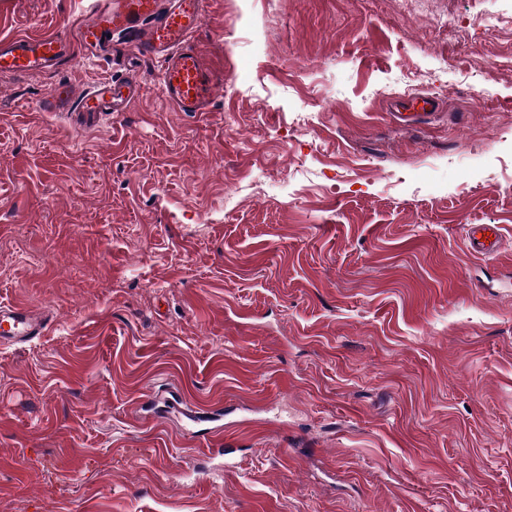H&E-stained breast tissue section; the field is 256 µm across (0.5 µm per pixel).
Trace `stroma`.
I'll use <instances>...</instances> for the list:
<instances>
[{"label":"stroma","mask_w":512,"mask_h":512,"mask_svg":"<svg viewBox=\"0 0 512 512\" xmlns=\"http://www.w3.org/2000/svg\"><path fill=\"white\" fill-rule=\"evenodd\" d=\"M192 44L200 116L126 45L0 71V302L50 318L0 343V512H512V0H210ZM133 73L97 125L38 108ZM467 239L473 252L493 256L500 242V227L496 224H471Z\"/></svg>","instance_id":"stroma-1"}]
</instances>
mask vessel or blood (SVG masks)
I'll return each instance as SVG.
<instances>
[{
    "instance_id": "b4317fda",
    "label": "vessel or blood",
    "mask_w": 512,
    "mask_h": 512,
    "mask_svg": "<svg viewBox=\"0 0 512 512\" xmlns=\"http://www.w3.org/2000/svg\"><path fill=\"white\" fill-rule=\"evenodd\" d=\"M207 0H98L94 11L67 20L61 29L33 39L24 36L0 40V70L26 74L50 69L75 53L99 58L112 51L116 36L132 39L136 56L159 63L164 101L178 112L209 111L224 93L223 77L213 74L196 54L191 38L201 23ZM141 84L135 77L107 80L74 97L58 87L40 103L45 112H70L85 125L101 112H125L137 101ZM471 250L484 256L497 252L500 228L495 224L471 225L467 236ZM42 313L0 306V342H21L41 334Z\"/></svg>"
}]
</instances>
